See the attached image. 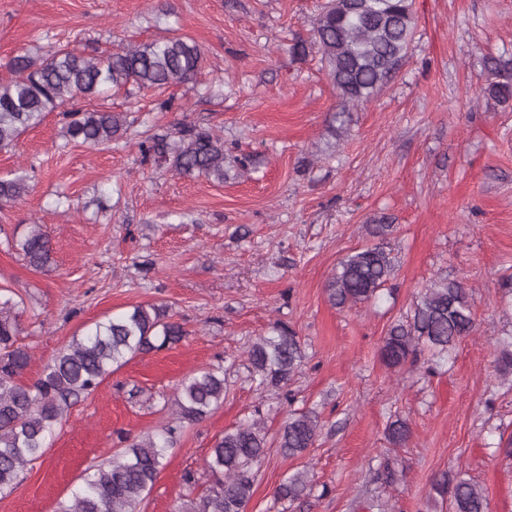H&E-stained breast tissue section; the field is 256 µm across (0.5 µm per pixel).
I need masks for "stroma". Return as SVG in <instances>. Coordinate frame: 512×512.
<instances>
[{
    "label": "stroma",
    "instance_id": "35a3bbf8",
    "mask_svg": "<svg viewBox=\"0 0 512 512\" xmlns=\"http://www.w3.org/2000/svg\"><path fill=\"white\" fill-rule=\"evenodd\" d=\"M326 0H0V78L18 55L67 45L118 49L177 34L203 54L196 82L169 109L150 91L113 90L103 109L127 113L123 138L90 148L67 141L59 112L0 150V178L27 191L0 205V290L19 305V345L32 383L86 327L146 303L171 306L183 339L115 367L59 425L45 455L0 494V512H54L84 469L112 459L118 434L174 427V446L139 512H185V470L201 471L224 431L261 416L275 438L293 409L320 431L302 456L268 451L246 512H451L434 475L480 485L490 512H512V102L481 93L485 60L512 55V0H414L408 56L368 104L341 107L314 23ZM306 56L292 55L297 41ZM346 111L344 126L330 116ZM211 127L252 155L224 182L142 162V132ZM389 217L395 271L388 290L330 305L338 262L374 244ZM51 237L50 269L30 267L9 238L29 226ZM460 279L476 329L450 363L429 353L399 369L380 349L421 291ZM296 331L305 360L287 388L249 378L248 346L274 322ZM223 363L224 402L196 424L175 423L186 377ZM406 420L392 445L386 428ZM308 470L310 494L283 510L282 480Z\"/></svg>",
    "mask_w": 512,
    "mask_h": 512
}]
</instances>
